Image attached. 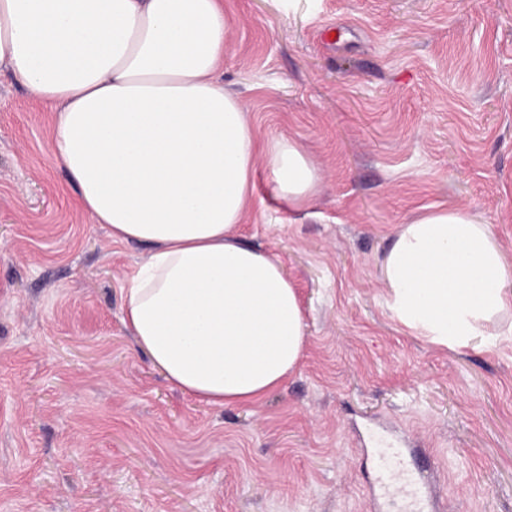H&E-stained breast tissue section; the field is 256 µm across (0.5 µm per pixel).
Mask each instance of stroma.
Listing matches in <instances>:
<instances>
[{
  "label": "stroma",
  "instance_id": "35a3bbf8",
  "mask_svg": "<svg viewBox=\"0 0 512 512\" xmlns=\"http://www.w3.org/2000/svg\"><path fill=\"white\" fill-rule=\"evenodd\" d=\"M224 2L225 88L318 168L300 212L259 169L239 226L297 290L303 357L251 408L169 384L122 322L148 247L80 207L56 112L1 71L0 512H370L363 417L432 452L415 465L446 512H512V342L410 333L381 275L402 225L445 203L512 265V0Z\"/></svg>",
  "mask_w": 512,
  "mask_h": 512
}]
</instances>
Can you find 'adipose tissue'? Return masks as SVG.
<instances>
[{
    "instance_id": "ef3b65f1",
    "label": "adipose tissue",
    "mask_w": 512,
    "mask_h": 512,
    "mask_svg": "<svg viewBox=\"0 0 512 512\" xmlns=\"http://www.w3.org/2000/svg\"><path fill=\"white\" fill-rule=\"evenodd\" d=\"M224 0H0V70L56 107L51 148L113 241L151 247L123 322L198 402L249 407L298 365L305 327L282 263L236 233L266 168L290 208L318 170L295 140L260 139L220 78ZM393 315L445 346L512 334V267L467 209H427L384 256Z\"/></svg>"
}]
</instances>
